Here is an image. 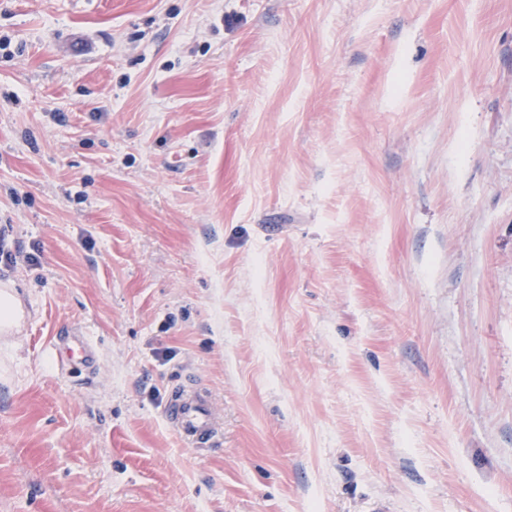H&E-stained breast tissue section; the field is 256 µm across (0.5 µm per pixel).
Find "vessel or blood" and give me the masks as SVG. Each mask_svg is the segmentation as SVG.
Wrapping results in <instances>:
<instances>
[{"instance_id": "b4317fda", "label": "vessel or blood", "mask_w": 512, "mask_h": 512, "mask_svg": "<svg viewBox=\"0 0 512 512\" xmlns=\"http://www.w3.org/2000/svg\"><path fill=\"white\" fill-rule=\"evenodd\" d=\"M168 415L177 436L191 449L210 444L220 432L211 399L203 390H174Z\"/></svg>"}]
</instances>
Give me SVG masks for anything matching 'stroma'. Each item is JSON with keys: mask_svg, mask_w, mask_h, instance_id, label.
Instances as JSON below:
<instances>
[{"mask_svg": "<svg viewBox=\"0 0 512 512\" xmlns=\"http://www.w3.org/2000/svg\"><path fill=\"white\" fill-rule=\"evenodd\" d=\"M0 37V512H512V0H0ZM172 429L191 449L208 445L220 433L212 402L206 391L178 388L172 392L168 408Z\"/></svg>", "mask_w": 512, "mask_h": 512, "instance_id": "stroma-1", "label": "stroma"}]
</instances>
